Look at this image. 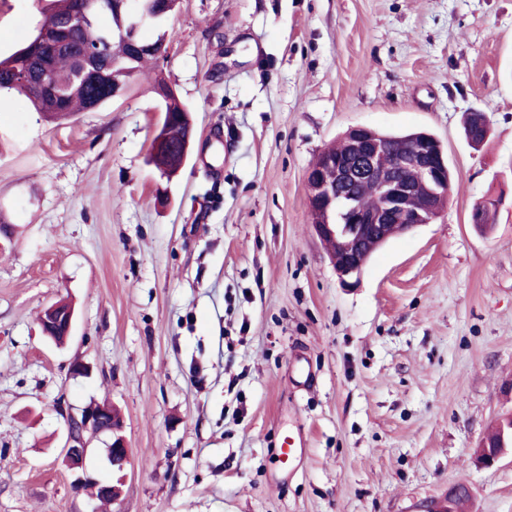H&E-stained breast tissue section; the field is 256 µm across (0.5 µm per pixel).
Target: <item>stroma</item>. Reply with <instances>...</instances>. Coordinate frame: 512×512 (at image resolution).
<instances>
[{"label": "stroma", "mask_w": 512, "mask_h": 512, "mask_svg": "<svg viewBox=\"0 0 512 512\" xmlns=\"http://www.w3.org/2000/svg\"><path fill=\"white\" fill-rule=\"evenodd\" d=\"M43 7L0 0L1 57ZM163 29L167 58L97 111L0 110V512H433L454 484L463 512H512V447L475 460L512 413V0H178L143 35ZM159 79L194 128L170 177L148 162ZM357 125L433 134L453 187L347 288L306 173ZM60 300L58 347L39 315ZM104 402L130 464L102 436L68 467L64 412ZM40 325L42 333L46 336H51V332L55 334L61 332L62 336L54 335L50 337L55 342H61L73 333L75 325L74 309L67 304L55 303L45 309L40 319ZM495 431L497 432V436L499 437V444L496 447H492L490 445L491 440L488 438V436L485 438V440L481 443L480 447L477 448V455L478 458L481 460V462L486 466H492L495 464V462L500 457L503 448L504 447V436H505V430H504V424H500ZM489 448H493V450H490Z\"/></svg>", "instance_id": "obj_1"}]
</instances>
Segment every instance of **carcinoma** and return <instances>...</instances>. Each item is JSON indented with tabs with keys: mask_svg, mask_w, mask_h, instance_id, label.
Returning a JSON list of instances; mask_svg holds the SVG:
<instances>
[{
	"mask_svg": "<svg viewBox=\"0 0 512 512\" xmlns=\"http://www.w3.org/2000/svg\"><path fill=\"white\" fill-rule=\"evenodd\" d=\"M84 13L89 15L91 25L86 28L77 24L68 31V40L86 45L97 52V68L107 78L106 89L92 84H75L73 76L78 70V63L74 54L64 49L51 48L47 44H37L31 38L23 50L31 53L30 62L42 60L51 69L50 86L40 89L31 80L19 79L16 70L20 62L14 53L0 60V109L10 105V94L13 91L24 94L34 110L49 120L86 111V102L92 97L98 98L99 105L103 106L112 100V88L124 90L142 63L154 59L149 53L134 58L128 56L127 31L119 29L110 0H53V8L36 30L55 31L65 22ZM163 111L166 112L170 150L153 156V161L166 170L171 167L173 158L187 136L188 127L178 117V113L185 111V108L176 99L165 103Z\"/></svg>",
	"mask_w": 512,
	"mask_h": 512,
	"instance_id": "cac0c4a2",
	"label": "carcinoma"
}]
</instances>
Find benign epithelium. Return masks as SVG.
Here are the masks:
<instances>
[{"instance_id":"obj_1","label":"benign epithelium","mask_w":512,"mask_h":512,"mask_svg":"<svg viewBox=\"0 0 512 512\" xmlns=\"http://www.w3.org/2000/svg\"><path fill=\"white\" fill-rule=\"evenodd\" d=\"M345 153L337 156L322 151L306 174L307 208L316 234L323 243L341 282L351 286L358 282L367 259L369 244L379 247L394 236L431 224L447 208L450 192L448 162L440 141L427 132L407 138L405 149L393 150L387 141L362 126L344 134ZM415 173L410 179L406 172ZM371 177L376 204L364 206L349 188L361 177ZM427 189V203L412 204L417 185ZM42 333L49 336L72 335L74 309L55 303L43 312ZM66 435L62 447L63 461L72 469L83 467L90 440L101 434L110 436L107 459L112 469L122 471L129 462V448L121 434L122 423L117 410L90 405L80 414H65ZM512 430V419L496 428L499 444L491 447L485 438L477 455L486 466L500 457L504 448V427ZM93 483L101 495L117 499L120 489L87 475L76 479L77 489Z\"/></svg>"}]
</instances>
